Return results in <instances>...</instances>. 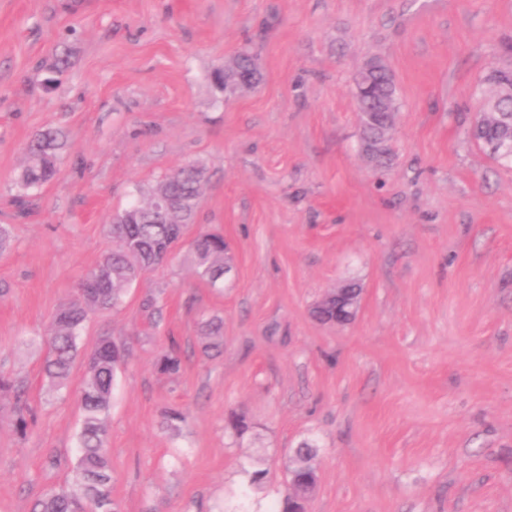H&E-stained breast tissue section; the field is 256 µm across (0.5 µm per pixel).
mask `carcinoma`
I'll return each mask as SVG.
<instances>
[{"mask_svg":"<svg viewBox=\"0 0 512 512\" xmlns=\"http://www.w3.org/2000/svg\"><path fill=\"white\" fill-rule=\"evenodd\" d=\"M368 81L364 93L369 111L378 110L383 97L395 94V82L387 67L379 61L370 64L365 74ZM483 135L492 141H512V122L497 127H485ZM60 132L48 129L38 134L29 148L28 164L21 175L24 190L37 187L60 172L58 139ZM204 169L198 165L184 167L165 177L142 203L125 209L122 224L110 225L115 241L94 272L101 280L98 287H81L77 300L57 309L43 365L45 376L55 385L69 377L71 363L77 352L78 330L89 312L116 308L127 288L142 273L166 260L168 251L182 240L186 224L190 223L204 181ZM171 196L176 204L171 223H158L152 209L155 197ZM224 236L208 231L195 238L191 261L198 277L215 282L224 275ZM206 349H216L222 339V321L213 318L205 322ZM125 362V349L108 337L99 339L87 354V369L82 379L81 403L83 420L78 434V456L74 468L77 489L52 492L38 499L33 512H114L112 471L108 456L105 421L108 414L115 378ZM182 357L175 347L159 361L162 372L175 374ZM229 426L238 438L252 431L253 423L244 413H233ZM313 449L309 445L296 450L293 467L299 472H311Z\"/></svg>","mask_w":512,"mask_h":512,"instance_id":"cac0c4a2","label":"carcinoma"}]
</instances>
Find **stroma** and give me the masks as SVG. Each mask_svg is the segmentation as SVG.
<instances>
[{"instance_id": "stroma-1", "label": "stroma", "mask_w": 512, "mask_h": 512, "mask_svg": "<svg viewBox=\"0 0 512 512\" xmlns=\"http://www.w3.org/2000/svg\"><path fill=\"white\" fill-rule=\"evenodd\" d=\"M243 51L258 80L224 93L213 72ZM373 57L400 104L385 168L361 154L354 99ZM510 66L512 0H0V374L34 416L19 433L0 395V512L72 486L103 336L127 349L108 413L117 512L253 506L306 443L309 512H512V162L469 135L484 76ZM48 128L61 173L22 192ZM189 163L206 180L185 237L223 233V278L177 248L87 318L51 385L52 317L112 248L113 215ZM344 282L363 290L357 318L320 324ZM212 318L224 342L207 352ZM232 410L255 423L244 439ZM245 468L265 488L241 489Z\"/></svg>"}]
</instances>
